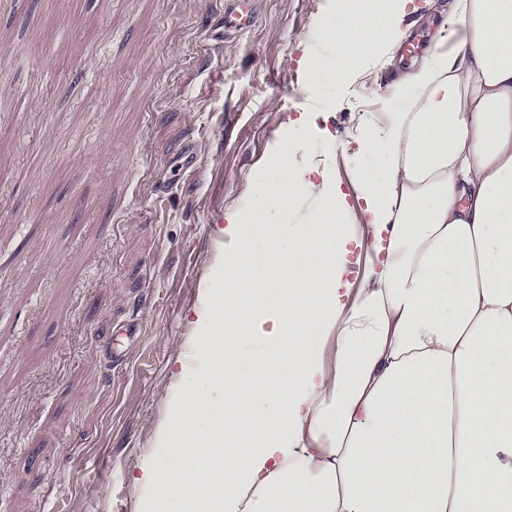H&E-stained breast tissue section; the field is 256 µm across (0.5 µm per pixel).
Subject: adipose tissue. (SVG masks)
Here are the masks:
<instances>
[{
	"label": "adipose tissue",
	"mask_w": 512,
	"mask_h": 512,
	"mask_svg": "<svg viewBox=\"0 0 512 512\" xmlns=\"http://www.w3.org/2000/svg\"><path fill=\"white\" fill-rule=\"evenodd\" d=\"M409 2L322 30L342 54L317 55L313 81L397 48ZM453 14L369 125L360 211L287 140L257 204L226 214L224 285L196 321L206 388L173 399L143 512H512V0ZM359 234L371 255L344 306ZM283 236L315 266L288 253L287 272L246 275Z\"/></svg>",
	"instance_id": "ef3b65f1"
}]
</instances>
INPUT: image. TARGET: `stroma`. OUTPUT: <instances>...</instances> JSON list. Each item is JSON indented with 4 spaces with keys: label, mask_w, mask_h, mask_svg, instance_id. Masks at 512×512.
<instances>
[{
    "label": "stroma",
    "mask_w": 512,
    "mask_h": 512,
    "mask_svg": "<svg viewBox=\"0 0 512 512\" xmlns=\"http://www.w3.org/2000/svg\"><path fill=\"white\" fill-rule=\"evenodd\" d=\"M0 0V512H142L228 210L306 130L351 207L411 60L312 84L319 0ZM232 9L230 15L227 13L226 19L224 18L227 27H235L243 29L252 24L255 19L258 0H230ZM229 16L234 19V22L229 20Z\"/></svg>",
    "instance_id": "1"
}]
</instances>
